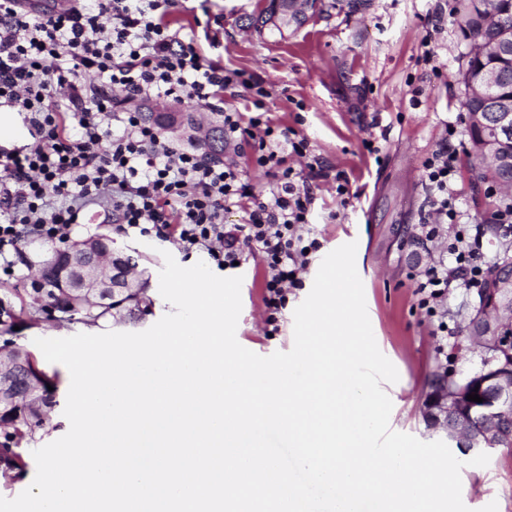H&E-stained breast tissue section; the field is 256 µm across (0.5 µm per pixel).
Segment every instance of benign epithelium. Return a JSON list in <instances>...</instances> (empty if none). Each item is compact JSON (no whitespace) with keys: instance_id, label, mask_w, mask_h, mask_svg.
Returning <instances> with one entry per match:
<instances>
[{"instance_id":"1","label":"benign epithelium","mask_w":512,"mask_h":512,"mask_svg":"<svg viewBox=\"0 0 512 512\" xmlns=\"http://www.w3.org/2000/svg\"><path fill=\"white\" fill-rule=\"evenodd\" d=\"M317 0H286V8L275 2V14L266 27L293 24L308 14ZM472 16L486 24L500 16L494 0H474ZM264 27V28H266ZM258 27V32L264 31ZM468 53H485L490 63L466 77L464 102H473L469 112V129L476 132L474 150L485 160V174L496 178L501 190L512 187V95L497 91L500 72L512 63V43L500 39L478 48L468 40ZM140 108L166 115L165 132L209 152L211 135L191 112L177 104L151 102ZM68 259L71 287L85 299L104 302L136 291L140 276L123 262L122 256L99 245L69 242L62 249ZM512 321V264L504 263L480 292V306L470 322V333L485 351L479 369L460 379L441 375L434 382L429 401L427 422L432 429L444 432L448 446L462 456L484 453L496 448L512 447V341L500 336L503 323ZM34 391L30 367L16 359L9 370L0 371V413L5 415L17 402ZM476 393L483 402L467 399Z\"/></svg>"}]
</instances>
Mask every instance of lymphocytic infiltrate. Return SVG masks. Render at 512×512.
I'll use <instances>...</instances> for the list:
<instances>
[{
    "mask_svg": "<svg viewBox=\"0 0 512 512\" xmlns=\"http://www.w3.org/2000/svg\"><path fill=\"white\" fill-rule=\"evenodd\" d=\"M179 0H0V109L22 113L30 137L23 149L0 148V265L12 267L29 237H64L99 207L123 232L173 239L207 251L219 265L243 262L259 249L268 261L265 306L276 315L317 239L304 238L313 184L344 173L317 163L306 177L287 166L307 143L289 137L263 113L262 81L226 70L205 55L195 31L173 27ZM92 73L96 83L79 82ZM253 97L254 115L225 108L237 86ZM204 104L219 113L224 140L249 164L271 171L268 194L257 193L235 164L208 159L160 137L129 102L151 95ZM458 151L443 140L423 168L433 213L421 233L438 239L457 218ZM241 214L228 226L224 214ZM453 263L427 265L416 282L421 304L439 303L452 288L476 284L488 270L478 245L450 244Z\"/></svg>",
    "mask_w": 512,
    "mask_h": 512,
    "instance_id": "1",
    "label": "lymphocytic infiltrate"
}]
</instances>
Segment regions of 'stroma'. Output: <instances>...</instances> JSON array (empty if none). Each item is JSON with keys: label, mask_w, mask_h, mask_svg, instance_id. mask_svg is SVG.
<instances>
[{"label": "stroma", "mask_w": 512, "mask_h": 512, "mask_svg": "<svg viewBox=\"0 0 512 512\" xmlns=\"http://www.w3.org/2000/svg\"><path fill=\"white\" fill-rule=\"evenodd\" d=\"M264 5L265 0H209L203 9L198 0H185L175 23L191 27L200 21L221 29L219 53L225 68L261 78L269 91L265 109L271 120L306 139L312 155L333 171L345 172L350 184L343 196L337 195L331 178L316 190L311 227L319 248L302 276V288L289 295L277 327L266 321V260L260 250L248 252L238 269L243 282L237 340L262 356L289 351L293 313L310 292L321 261L337 247L356 242V268L372 330L399 373L396 383L383 386L393 403L390 427L425 442L439 440V432L426 422L424 405L436 375L464 374L482 363L481 348L466 332L479 305V290L454 289L443 307L428 313L419 304L415 281L426 263L447 257L448 245L433 242L423 251L413 241L430 209L424 161L447 137L449 126L458 129L459 152L469 146L459 82L466 44L451 21L448 0H369L355 15L329 7L284 39L243 28V18ZM376 119L387 126L388 136L373 128ZM369 140L374 150L366 149ZM456 188L460 222L468 236L478 237L489 268L512 262V235L503 236L487 224L501 208L499 195L487 194L463 168ZM94 234L109 235L115 247L148 256L155 276L164 266V253L185 267L208 258L206 252H187L153 236L124 234L97 216L74 225L70 236ZM62 246L58 239L25 243L13 274L0 272V332L13 329L17 343L29 347L37 338L140 332L172 312L154 286L152 307L143 320L57 325L39 312L30 288L37 263ZM41 367L53 383L52 404L43 427L18 445L25 470L0 477V496L6 498L16 497L33 481L34 450L65 430L69 371L46 361ZM461 479L462 499L471 512L493 501L498 512H512V448L494 450L487 466L464 467Z\"/></svg>", "instance_id": "stroma-1"}]
</instances>
